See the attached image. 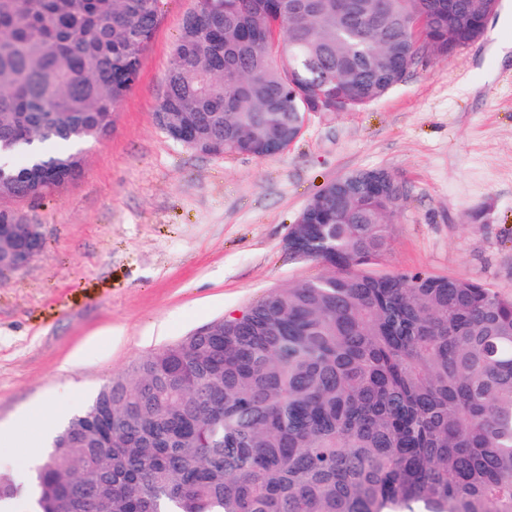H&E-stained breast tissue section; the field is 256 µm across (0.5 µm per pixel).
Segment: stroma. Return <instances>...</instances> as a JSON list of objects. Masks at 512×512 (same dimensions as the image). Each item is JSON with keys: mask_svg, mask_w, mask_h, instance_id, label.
<instances>
[{"mask_svg": "<svg viewBox=\"0 0 512 512\" xmlns=\"http://www.w3.org/2000/svg\"><path fill=\"white\" fill-rule=\"evenodd\" d=\"M195 6L162 0L111 136L86 144L79 179L22 207L45 248L0 278V465L18 484L28 480L21 417L60 429L148 353L321 275L285 239L350 172L382 168L408 187L378 273L470 278L512 298V0L475 41L419 58L362 110L310 115L264 158L197 153L154 120ZM93 335L97 353L75 358Z\"/></svg>", "mask_w": 512, "mask_h": 512, "instance_id": "35a3bbf8", "label": "stroma"}]
</instances>
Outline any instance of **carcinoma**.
Segmentation results:
<instances>
[{"label": "carcinoma", "instance_id": "carcinoma-1", "mask_svg": "<svg viewBox=\"0 0 512 512\" xmlns=\"http://www.w3.org/2000/svg\"><path fill=\"white\" fill-rule=\"evenodd\" d=\"M160 0H0V139L35 201L85 166L133 89ZM489 0H197L155 111L190 149L288 145L321 106L355 112L425 50L475 38ZM408 196L351 172L304 207L321 276L274 289L112 378L53 440L40 512H512V298L465 278L376 275ZM21 487L0 473V502Z\"/></svg>", "mask_w": 512, "mask_h": 512}]
</instances>
